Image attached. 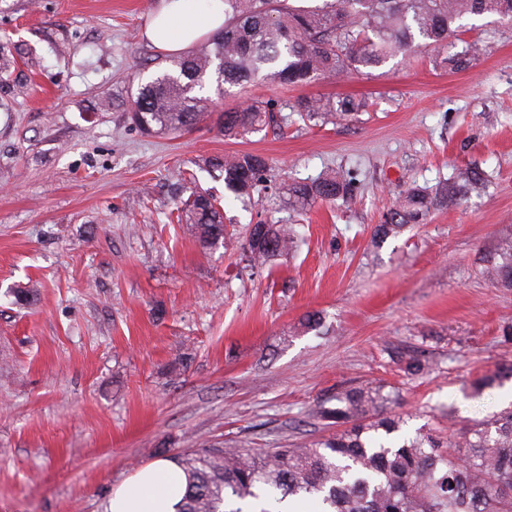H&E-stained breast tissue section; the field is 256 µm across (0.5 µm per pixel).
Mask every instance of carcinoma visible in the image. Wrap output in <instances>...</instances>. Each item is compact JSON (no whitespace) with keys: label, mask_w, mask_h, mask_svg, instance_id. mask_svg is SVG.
Returning a JSON list of instances; mask_svg holds the SVG:
<instances>
[{"label":"carcinoma","mask_w":512,"mask_h":512,"mask_svg":"<svg viewBox=\"0 0 512 512\" xmlns=\"http://www.w3.org/2000/svg\"><path fill=\"white\" fill-rule=\"evenodd\" d=\"M496 17L512 26V0H224V30L199 47L164 61L138 83L128 108L133 125L148 135H172L208 116L210 86L218 94L257 81L309 86L323 79L374 70L413 51L426 54L436 70L457 72L476 57L463 39L469 21ZM16 58L0 42V82L11 76ZM370 103L354 97L306 96L293 106L297 120L327 125L352 121ZM278 125L274 109L254 99L224 111L221 134L238 140ZM223 175L224 188L238 199L255 190L268 168L265 157L240 153L206 158ZM485 171L476 163L457 168L429 190L409 186L373 228L376 244L424 224L439 209L481 188ZM288 204L307 211L315 203L346 201L352 181L339 171L284 188ZM198 246L213 249L229 232L224 210L205 191L178 207ZM262 238L247 228L242 260L263 269L297 251L301 235L293 224H266ZM487 277L512 290V236L500 239ZM512 380L502 363L477 378L475 387ZM336 406L318 417L331 433L291 448H201L176 458L188 476L177 512H287L316 500L320 512H512V407L472 426L448 430L442 438L421 429L396 440L406 424L400 390L381 383L343 388Z\"/></svg>","instance_id":"cac0c4a2"}]
</instances>
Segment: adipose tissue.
<instances>
[{
	"label": "adipose tissue",
	"mask_w": 512,
	"mask_h": 512,
	"mask_svg": "<svg viewBox=\"0 0 512 512\" xmlns=\"http://www.w3.org/2000/svg\"><path fill=\"white\" fill-rule=\"evenodd\" d=\"M192 0H158L144 37L156 49L181 52L224 26V0H208L195 12ZM187 475L172 458L148 464L116 488L108 499V512H177L185 494Z\"/></svg>",
	"instance_id": "obj_1"
}]
</instances>
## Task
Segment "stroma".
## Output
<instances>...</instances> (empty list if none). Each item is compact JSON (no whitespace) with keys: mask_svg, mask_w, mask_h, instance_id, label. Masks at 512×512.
<instances>
[{"mask_svg":"<svg viewBox=\"0 0 512 512\" xmlns=\"http://www.w3.org/2000/svg\"><path fill=\"white\" fill-rule=\"evenodd\" d=\"M156 0H0V39L19 65L0 84V512H107L136 469L206 443L285 448L317 438L339 389L399 387L403 436L447 433L512 406V381L473 380L512 363V290L485 270L512 232V27L474 21L476 63L432 70L424 53L370 74L246 95L289 114L305 95L352 96L358 120L227 140L237 97L174 136L126 115L135 75L159 52L143 27ZM251 151L269 169L228 201L202 159ZM479 162L485 188L371 244L408 185ZM349 173L347 204L293 210L288 183ZM224 200L236 229L200 249L173 211L193 192ZM297 225L275 267L246 268L248 225ZM14 288H33L30 307ZM311 312L319 330L301 329ZM410 352L428 372L392 362Z\"/></svg>","mask_w":512,"mask_h":512,"instance_id":"1","label":"stroma"}]
</instances>
